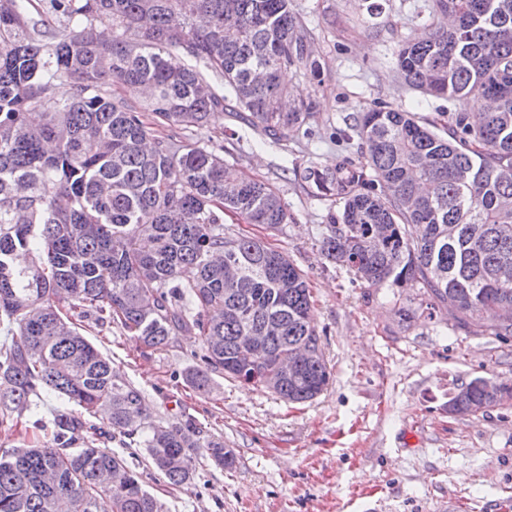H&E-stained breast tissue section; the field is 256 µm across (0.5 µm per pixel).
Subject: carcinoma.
Listing matches in <instances>:
<instances>
[{
  "instance_id": "1",
  "label": "carcinoma",
  "mask_w": 512,
  "mask_h": 512,
  "mask_svg": "<svg viewBox=\"0 0 512 512\" xmlns=\"http://www.w3.org/2000/svg\"><path fill=\"white\" fill-rule=\"evenodd\" d=\"M433 5L454 23L400 42L401 78L463 105L477 96L483 111L364 112L352 126L360 164L312 163L302 179L339 205L320 240L328 262L370 288L418 284L428 319L446 309L505 339L512 321L494 313L512 305V0ZM30 6L0 0V324L12 336L0 342V427L32 423L44 441L0 449V512H165L105 438L146 448L171 488L190 483L198 457L229 468L234 455L188 415L151 419L82 322L116 323L153 350L197 336L204 367L186 381L203 394L212 372L290 404L326 389L305 275L265 241L224 232L226 212L278 228L288 205L230 168L224 145L192 138L229 97L272 142L297 137L313 106L281 72L319 63L292 0H47L54 26ZM22 251L31 262L18 269ZM46 396L52 419L31 420ZM489 401L511 405L512 386L491 401L475 378L448 414Z\"/></svg>"
}]
</instances>
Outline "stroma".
Wrapping results in <instances>:
<instances>
[{"label": "stroma", "mask_w": 512, "mask_h": 512, "mask_svg": "<svg viewBox=\"0 0 512 512\" xmlns=\"http://www.w3.org/2000/svg\"><path fill=\"white\" fill-rule=\"evenodd\" d=\"M378 3L371 17L364 0H294L320 69L291 68L283 80L316 103L310 135L277 145L228 109L198 132L223 141L228 164L288 205L279 229L229 214L224 227L270 243L306 275L327 390L292 405L217 375L211 393L199 394L185 380L200 350L195 336L154 351L108 324L86 329L113 370L143 390L153 418L189 414L236 456L224 470L199 458L191 482L173 491L149 470L145 487L167 512H512V406L448 413L458 384L512 382V338L474 335L443 310L401 321L399 308L420 303L422 290L367 288L327 262L318 246L333 203L310 195L297 175L311 162L333 170L359 161V140L345 132L363 112L390 105L433 118L460 109L409 89L397 68L399 42L435 23L432 0Z\"/></svg>", "instance_id": "obj_1"}]
</instances>
